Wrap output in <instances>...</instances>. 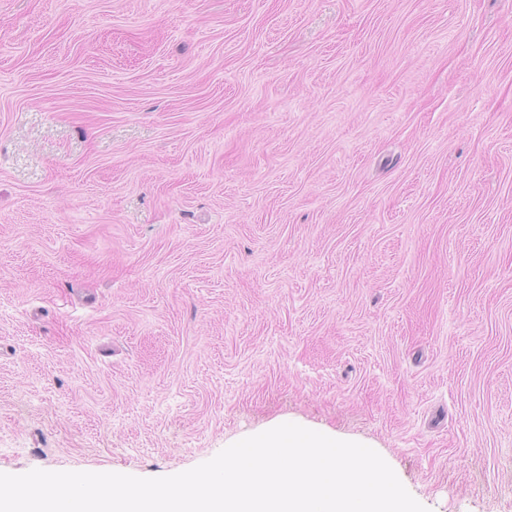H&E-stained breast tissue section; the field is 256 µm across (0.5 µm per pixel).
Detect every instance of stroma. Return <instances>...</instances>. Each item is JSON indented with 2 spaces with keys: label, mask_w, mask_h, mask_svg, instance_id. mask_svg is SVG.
Here are the masks:
<instances>
[{
  "label": "stroma",
  "mask_w": 512,
  "mask_h": 512,
  "mask_svg": "<svg viewBox=\"0 0 512 512\" xmlns=\"http://www.w3.org/2000/svg\"><path fill=\"white\" fill-rule=\"evenodd\" d=\"M280 420L512 512V0H0V473Z\"/></svg>",
  "instance_id": "stroma-1"
}]
</instances>
